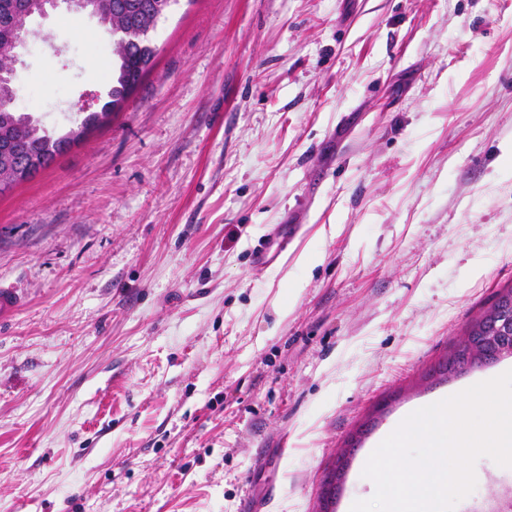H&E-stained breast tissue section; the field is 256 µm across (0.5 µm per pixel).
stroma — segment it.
<instances>
[{
	"label": "stroma",
	"mask_w": 512,
	"mask_h": 512,
	"mask_svg": "<svg viewBox=\"0 0 512 512\" xmlns=\"http://www.w3.org/2000/svg\"><path fill=\"white\" fill-rule=\"evenodd\" d=\"M152 44L0 195V512H317L344 454L346 512L399 420L512 370H438L512 284V0H173ZM111 56L34 19L14 96L63 135ZM475 475L455 512H512Z\"/></svg>",
	"instance_id": "35a3bbf8"
}]
</instances>
